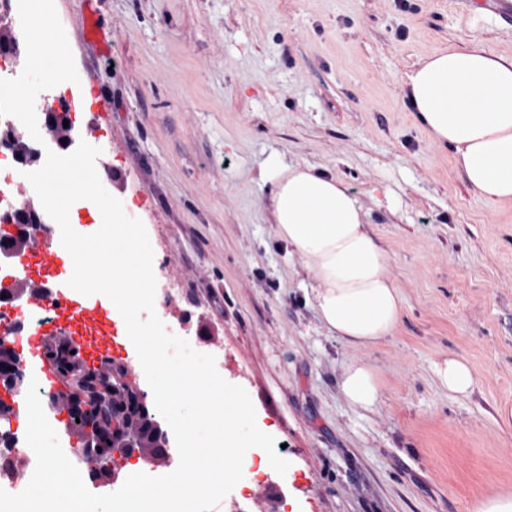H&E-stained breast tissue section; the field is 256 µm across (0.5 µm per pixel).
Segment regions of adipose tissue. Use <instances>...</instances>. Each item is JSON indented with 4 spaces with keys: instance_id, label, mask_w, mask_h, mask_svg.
Here are the masks:
<instances>
[{
    "instance_id": "ef3b65f1",
    "label": "adipose tissue",
    "mask_w": 512,
    "mask_h": 512,
    "mask_svg": "<svg viewBox=\"0 0 512 512\" xmlns=\"http://www.w3.org/2000/svg\"><path fill=\"white\" fill-rule=\"evenodd\" d=\"M404 95L433 138L453 149L455 167L491 204L512 203V56L482 42L425 57L403 80ZM277 169L275 232L311 280L310 300L346 346L378 343L395 331L403 295L366 212L338 177L308 167ZM340 389L351 406L376 405L373 366L345 365Z\"/></svg>"
}]
</instances>
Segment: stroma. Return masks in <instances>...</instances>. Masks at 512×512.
Listing matches in <instances>:
<instances>
[{
	"mask_svg": "<svg viewBox=\"0 0 512 512\" xmlns=\"http://www.w3.org/2000/svg\"><path fill=\"white\" fill-rule=\"evenodd\" d=\"M33 2L67 82L10 67L27 113L90 96L99 178L143 222L171 296L158 317L246 390L290 463L214 512H472L512 490V205L475 194L402 91L439 50L512 55V22L484 0ZM91 8L110 43L86 37ZM273 156L363 205L404 297L392 336L350 348L307 301L275 234ZM451 353L468 394L438 385ZM352 360L378 374L372 409L340 390Z\"/></svg>",
	"mask_w": 512,
	"mask_h": 512,
	"instance_id": "35a3bbf8",
	"label": "stroma"
}]
</instances>
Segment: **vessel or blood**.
<instances>
[{
	"instance_id": "obj_1",
	"label": "vessel or blood",
	"mask_w": 512,
	"mask_h": 512,
	"mask_svg": "<svg viewBox=\"0 0 512 512\" xmlns=\"http://www.w3.org/2000/svg\"><path fill=\"white\" fill-rule=\"evenodd\" d=\"M98 132L96 120L90 117L78 130L56 125L50 136L58 146L68 147L79 138H96ZM5 230L13 261L7 286L20 301L13 317L20 322L29 318L35 321L34 327L16 340V351L29 376L36 378L39 390L58 395L63 386L48 362L49 339L57 337L73 345L86 363L94 365L119 356L124 350L118 320L112 308L69 287L71 274L63 268L66 250L59 228H52L50 243L41 247L36 246L31 234L20 232L17 225H6Z\"/></svg>"
}]
</instances>
